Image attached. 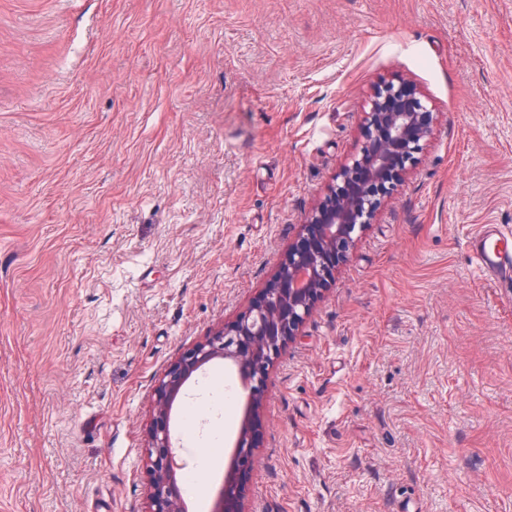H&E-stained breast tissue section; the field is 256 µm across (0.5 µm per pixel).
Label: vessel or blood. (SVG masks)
Segmentation results:
<instances>
[{"instance_id": "1", "label": "vessel or blood", "mask_w": 512, "mask_h": 512, "mask_svg": "<svg viewBox=\"0 0 512 512\" xmlns=\"http://www.w3.org/2000/svg\"><path fill=\"white\" fill-rule=\"evenodd\" d=\"M469 247L480 275L496 280L512 293V238L499 225L485 224L471 238Z\"/></svg>"}]
</instances>
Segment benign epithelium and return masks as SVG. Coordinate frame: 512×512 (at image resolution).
Masks as SVG:
<instances>
[{"label":"benign epithelium","mask_w":512,"mask_h":512,"mask_svg":"<svg viewBox=\"0 0 512 512\" xmlns=\"http://www.w3.org/2000/svg\"><path fill=\"white\" fill-rule=\"evenodd\" d=\"M434 112L410 84L377 86L365 112L362 140L327 186L323 199L302 219L297 239L272 280L239 318L187 350L155 389L154 419L147 448L146 512H183L182 491L173 475L170 403L193 372L216 357L249 377L252 409L261 406L268 367L298 336L323 296L336 266L375 217L382 199L420 161ZM254 429L241 430L235 471L224 480V512L239 499L240 481L253 463Z\"/></svg>","instance_id":"7a95c632"}]
</instances>
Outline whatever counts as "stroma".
Segmentation results:
<instances>
[{
  "mask_svg": "<svg viewBox=\"0 0 512 512\" xmlns=\"http://www.w3.org/2000/svg\"><path fill=\"white\" fill-rule=\"evenodd\" d=\"M437 115L269 368L246 512H512V0H0V512H145L154 389L244 313L373 89ZM187 512H219L248 392ZM510 237L496 224H484L471 238L469 247L480 275L496 280L512 293V248Z\"/></svg>",
  "mask_w": 512,
  "mask_h": 512,
  "instance_id": "35a3bbf8",
  "label": "stroma"
}]
</instances>
